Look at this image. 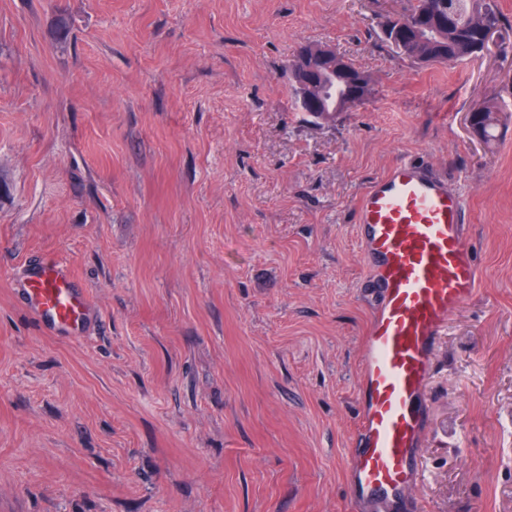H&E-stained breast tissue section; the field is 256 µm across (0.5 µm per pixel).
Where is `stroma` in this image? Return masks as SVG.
Returning a JSON list of instances; mask_svg holds the SVG:
<instances>
[{
    "label": "stroma",
    "instance_id": "1",
    "mask_svg": "<svg viewBox=\"0 0 512 512\" xmlns=\"http://www.w3.org/2000/svg\"><path fill=\"white\" fill-rule=\"evenodd\" d=\"M492 3L483 53L423 66L378 26L406 0H0V512H354L378 297L355 208L408 157L464 196L478 266L414 495L512 512V0ZM321 42L372 86L319 125L286 68ZM47 258L98 309L81 338L11 295Z\"/></svg>",
    "mask_w": 512,
    "mask_h": 512
}]
</instances>
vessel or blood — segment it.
I'll use <instances>...</instances> for the list:
<instances>
[{"label": "vessel or blood", "instance_id": "b4317fda", "mask_svg": "<svg viewBox=\"0 0 512 512\" xmlns=\"http://www.w3.org/2000/svg\"><path fill=\"white\" fill-rule=\"evenodd\" d=\"M356 235L378 291L359 363V436L347 470L356 504L416 512L424 388L436 340L475 293L477 266L465 205L447 179L404 159L362 191ZM15 294L49 332L82 337L97 313L67 262L22 268Z\"/></svg>", "mask_w": 512, "mask_h": 512}]
</instances>
